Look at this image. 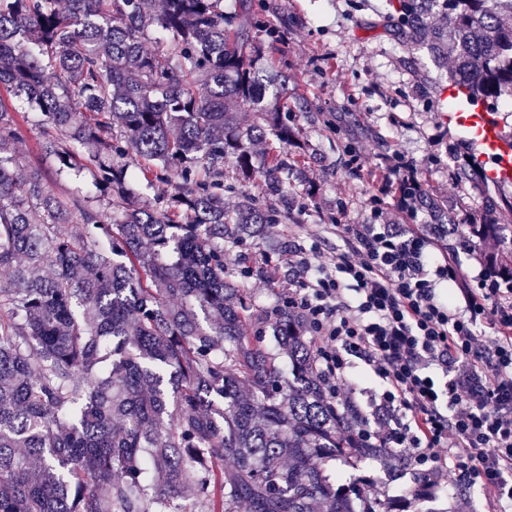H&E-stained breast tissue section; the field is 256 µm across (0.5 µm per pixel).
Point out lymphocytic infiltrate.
<instances>
[{"mask_svg":"<svg viewBox=\"0 0 512 512\" xmlns=\"http://www.w3.org/2000/svg\"><path fill=\"white\" fill-rule=\"evenodd\" d=\"M388 173L400 191L389 202L371 198L363 223L337 210L341 249H289L299 278L288 306L309 329L328 397L347 401L361 377L378 382L379 415L360 431L365 447L399 455L432 490L454 471L490 493L498 512H512V281L485 267L445 298L439 286L461 279L471 246L448 253L439 246L446 227L391 223L393 210L418 216L421 186L401 154Z\"/></svg>","mask_w":512,"mask_h":512,"instance_id":"obj_1","label":"lymphocytic infiltrate"}]
</instances>
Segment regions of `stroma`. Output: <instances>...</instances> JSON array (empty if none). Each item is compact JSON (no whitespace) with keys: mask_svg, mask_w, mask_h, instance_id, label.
<instances>
[{"mask_svg":"<svg viewBox=\"0 0 512 512\" xmlns=\"http://www.w3.org/2000/svg\"><path fill=\"white\" fill-rule=\"evenodd\" d=\"M259 7L277 34L254 28L263 46L255 69L288 76L287 84L268 88L263 105L281 111L294 127L289 151L302 158L305 178L316 187L312 196L292 190L287 218L224 252L240 287L271 313L291 286L288 267L279 261L283 251L291 244L309 248L307 232L314 224L323 248L335 249L328 226L336 221L337 200L346 202L351 221H362L370 198L385 193L393 153L412 161L423 190L447 199L461 221L476 213L480 199L453 176L463 142L443 119L446 103L439 90L448 84L449 67L427 50L410 49L384 27L398 0H261ZM356 154L361 164H353ZM244 254L272 269V276L242 274ZM426 508L496 512L497 505L482 491L452 481L434 492Z\"/></svg>","mask_w":512,"mask_h":512,"instance_id":"obj_1","label":"stroma"}]
</instances>
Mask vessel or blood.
<instances>
[{
    "label": "vessel or blood",
    "mask_w": 512,
    "mask_h": 512,
    "mask_svg": "<svg viewBox=\"0 0 512 512\" xmlns=\"http://www.w3.org/2000/svg\"><path fill=\"white\" fill-rule=\"evenodd\" d=\"M450 104L444 119L466 142L473 162L482 168L488 181L498 185L512 183V137L506 136L488 106L472 101L466 90L451 86L443 93Z\"/></svg>",
    "instance_id": "vessel-or-blood-1"
}]
</instances>
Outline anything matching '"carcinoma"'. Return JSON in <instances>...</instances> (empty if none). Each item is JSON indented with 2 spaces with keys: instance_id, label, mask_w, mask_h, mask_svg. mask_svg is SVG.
I'll use <instances>...</instances> for the list:
<instances>
[{
  "instance_id": "obj_1",
  "label": "carcinoma",
  "mask_w": 512,
  "mask_h": 512,
  "mask_svg": "<svg viewBox=\"0 0 512 512\" xmlns=\"http://www.w3.org/2000/svg\"><path fill=\"white\" fill-rule=\"evenodd\" d=\"M0 0V512H424L358 500L357 413L325 396L303 319L256 312L224 247L278 223L245 195L224 208V162L278 198L294 135L262 111L258 46L223 0ZM440 15L442 26L429 25ZM512 0H400L391 30L454 57L476 101L512 97ZM155 27L162 47L145 51ZM43 116L58 173L95 161V190L58 194L14 147L21 112ZM256 114L247 124L243 113ZM276 130L282 148L252 145ZM140 163L130 169V160ZM207 169L200 179L195 169ZM181 176L175 200L142 204L126 181ZM455 177L481 190L473 166ZM440 224L456 215L428 193ZM470 241L509 237L512 196L481 198ZM270 325L288 375L269 357ZM231 459L224 467V458Z\"/></svg>"
}]
</instances>
